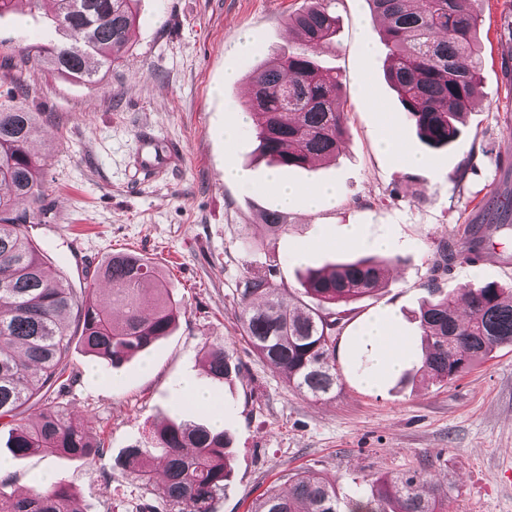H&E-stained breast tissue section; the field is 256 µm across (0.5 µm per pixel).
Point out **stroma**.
Returning <instances> with one entry per match:
<instances>
[{
    "label": "stroma",
    "mask_w": 512,
    "mask_h": 512,
    "mask_svg": "<svg viewBox=\"0 0 512 512\" xmlns=\"http://www.w3.org/2000/svg\"><path fill=\"white\" fill-rule=\"evenodd\" d=\"M303 0H137L138 20L121 65L90 89L40 70L29 94L15 88L11 62L19 49L59 41L51 0L30 8L17 0L0 15V109L21 105L47 118L30 146L43 158L44 223L29 233L46 268L71 287L105 267L113 253L141 256L165 278L182 306L175 329L144 352L112 366L73 346L61 393L92 441L105 453L95 464L68 458L11 457L12 418H0V490L19 495L45 482L71 489L89 512H157L149 486L122 478L115 459L125 448L151 444L175 421L211 425L224 418L231 438L230 479L213 512H248L268 489L288 491L311 469L336 483L341 507L368 492L370 481L422 470L448 487L449 512H512V345L494 349L461 376L438 383L423 374L418 312L438 246L460 237L469 210L500 192L499 159L512 150V95L501 85L497 39L483 24L480 96L457 140L434 150L417 136L385 78L384 25L367 0H333L336 36L318 60L343 84L346 134L336 159L283 172L257 150L247 113L250 75L267 52L295 50L288 16ZM235 81H225L227 71ZM237 125L236 142L224 130ZM406 152L429 165L415 168L385 151L387 130ZM179 147L181 163L153 175L134 170L142 135ZM248 171L253 188L224 179V163ZM300 185L333 183L335 200L311 212L295 204L285 231L265 230L262 215L276 203L264 187L271 175ZM358 229L343 243L345 225ZM389 249L377 250V240ZM377 254L389 258L384 283L351 302L336 338L341 385L317 400L289 387L242 334L240 287L248 272L277 257L275 281L285 303L304 306L307 269ZM507 286L512 273L489 262L457 261L439 278L443 290ZM391 312L409 342L402 371L379 388L360 378L368 349L352 339ZM238 362L228 382L212 379L206 346ZM212 396V411L185 398L186 380Z\"/></svg>",
    "instance_id": "1"
}]
</instances>
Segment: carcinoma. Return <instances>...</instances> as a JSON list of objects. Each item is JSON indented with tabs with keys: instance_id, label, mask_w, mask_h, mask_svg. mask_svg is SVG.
Listing matches in <instances>:
<instances>
[{
	"instance_id": "carcinoma-1",
	"label": "carcinoma",
	"mask_w": 512,
	"mask_h": 512,
	"mask_svg": "<svg viewBox=\"0 0 512 512\" xmlns=\"http://www.w3.org/2000/svg\"><path fill=\"white\" fill-rule=\"evenodd\" d=\"M133 0H54L53 22L61 40L47 54L18 55V73L38 67L72 78L90 88L103 73L118 66L136 22ZM385 20L389 48L385 76L396 90L418 137L432 148L445 147L459 135L458 124L474 103L480 83L483 0H368ZM337 17L326 0L288 17L301 37L286 55L272 54L251 74L253 96L248 109L255 117L262 156L280 168H305L336 155L345 135V113L338 98V75L322 69L314 52L336 33ZM43 132V113L24 107L0 111V418L15 424L6 448L14 457L70 456L94 462L104 446L90 440L85 426L55 401L64 388L74 334L62 321L75 312L79 340L86 352L114 366L169 335L181 313L163 279L141 257L115 253L104 271L93 274L110 283L108 305L93 301L94 288H72L49 277L44 255L28 225L46 215L45 189L38 179L41 160L28 150ZM21 201L28 203L19 209ZM504 208L497 229L512 228V202L496 198ZM271 231L284 229L279 210L262 215ZM484 236L473 235L457 248L438 251L433 272H448L459 255L482 260ZM388 260L364 257L310 269L304 290L316 306L292 309L282 302L274 281L278 260L249 274L241 288L242 329L263 360L281 368L288 386L322 399L334 392L336 332L346 320L343 306L366 296L382 283ZM154 296L146 316L142 298ZM468 304L466 316L458 297ZM424 351L421 370L432 379L451 381L494 348L512 344V286L487 283L460 288L420 309ZM209 374L227 381L239 371L220 346L207 351ZM43 402L34 421L21 417L30 401ZM225 432L186 422H171L157 432L150 447L135 445L117 459L123 473L153 484V463L163 462L165 481L155 496L165 512H212L224 492L231 467ZM0 512H88L67 488L34 489L12 496L0 489ZM250 512H340L335 482L306 470L296 474L288 494L270 491ZM348 512H448L447 486L425 472L377 480L369 494L352 502Z\"/></svg>"
}]
</instances>
